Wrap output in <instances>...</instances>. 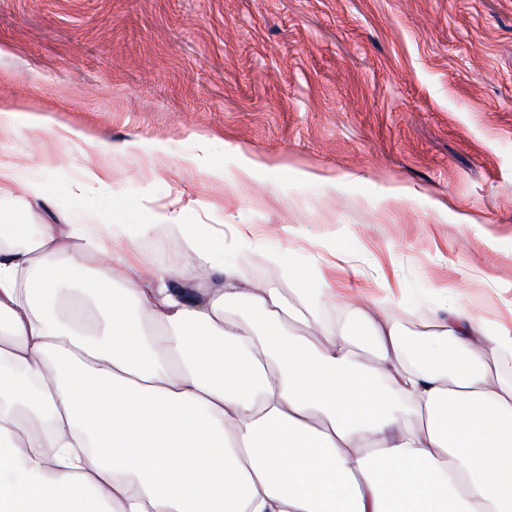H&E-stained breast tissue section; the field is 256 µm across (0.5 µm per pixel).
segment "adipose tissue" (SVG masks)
I'll use <instances>...</instances> for the list:
<instances>
[{
  "mask_svg": "<svg viewBox=\"0 0 512 512\" xmlns=\"http://www.w3.org/2000/svg\"><path fill=\"white\" fill-rule=\"evenodd\" d=\"M43 191L0 161V197ZM179 230L200 287L98 224L0 229V512H512L511 330L452 306L412 338L375 301L364 346L318 267L267 251L289 297Z\"/></svg>",
  "mask_w": 512,
  "mask_h": 512,
  "instance_id": "adipose-tissue-1",
  "label": "adipose tissue"
}]
</instances>
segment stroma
I'll return each mask as SVG.
<instances>
[{
    "label": "stroma",
    "mask_w": 512,
    "mask_h": 512,
    "mask_svg": "<svg viewBox=\"0 0 512 512\" xmlns=\"http://www.w3.org/2000/svg\"><path fill=\"white\" fill-rule=\"evenodd\" d=\"M0 99V160L45 185L36 223L111 225L184 288L198 260L167 215L233 224L248 281L287 288L270 247L329 267L336 326L385 283L408 335L452 298L512 328V0H0ZM238 153L279 167L239 181ZM91 167L108 199L65 196Z\"/></svg>",
    "instance_id": "1"
}]
</instances>
